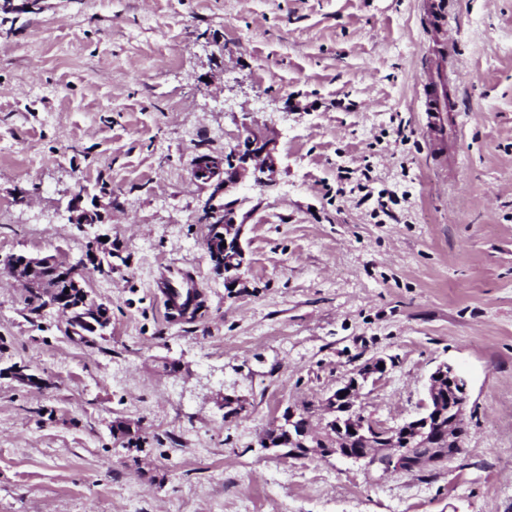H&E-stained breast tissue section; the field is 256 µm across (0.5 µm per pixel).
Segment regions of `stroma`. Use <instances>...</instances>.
I'll return each instance as SVG.
<instances>
[{"label":"stroma","mask_w":512,"mask_h":512,"mask_svg":"<svg viewBox=\"0 0 512 512\" xmlns=\"http://www.w3.org/2000/svg\"><path fill=\"white\" fill-rule=\"evenodd\" d=\"M23 2L0 11V262L110 257L86 276L112 324L67 336L0 266V512H512V0ZM431 75L459 104L441 141ZM248 126L278 171L225 197L228 289L191 169ZM105 190L103 223H69ZM184 276L181 320L155 282ZM375 359L359 403L387 427L439 364L466 377L462 454L385 475L264 448ZM458 110V103L456 101H453L452 99L448 98V101L446 99H443L439 97L433 88V85L431 84L429 88L426 91V111L425 112H431L428 114L429 116V126L431 130L438 134L437 132V126L438 122L437 119L439 112H455Z\"/></svg>","instance_id":"35a3bbf8"}]
</instances>
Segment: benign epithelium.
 I'll return each instance as SVG.
<instances>
[{
    "mask_svg": "<svg viewBox=\"0 0 512 512\" xmlns=\"http://www.w3.org/2000/svg\"><path fill=\"white\" fill-rule=\"evenodd\" d=\"M276 140L252 128L224 158L198 156L193 161L194 180L208 184L212 193L201 221L207 224L205 247L211 260L224 273L231 286L239 282L246 266V254L241 243L243 225L236 222L227 206L218 199L238 187L246 175L256 185L269 181L277 171ZM83 191L75 193L69 206V221L73 224L103 223L100 203L82 205ZM6 271L30 290L49 287L38 293L32 303L55 307L64 317L66 331L71 336L103 335L112 323L108 304L97 300L86 289L84 276L77 265L60 260L55 255L32 256L14 254L6 259ZM384 372L380 361L360 366L356 375L336 388L323 402L329 418L321 427L322 436L313 435L310 428L299 435L288 433V447L279 449L287 459H301L312 451L322 456H336L362 462L384 474L413 473L424 465L442 464L464 449L468 435L465 413L469 400L466 378L454 366L439 365L429 376L426 399L420 412L397 426L381 427L363 414L356 399L363 382ZM365 441L378 442L374 452L346 447L348 434Z\"/></svg>",
    "mask_w": 512,
    "mask_h": 512,
    "instance_id": "obj_1",
    "label": "benign epithelium"
}]
</instances>
